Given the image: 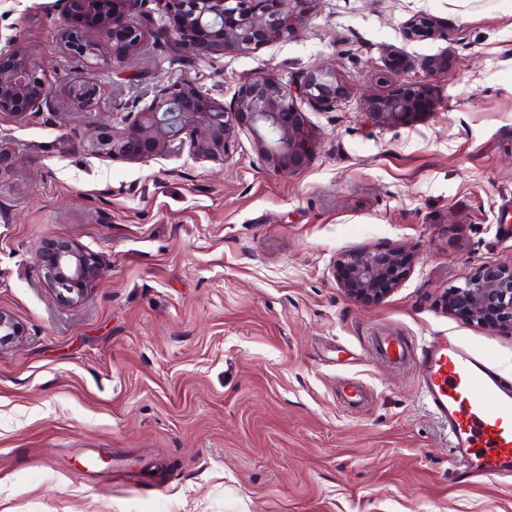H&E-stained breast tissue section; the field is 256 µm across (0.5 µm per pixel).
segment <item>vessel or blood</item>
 <instances>
[{
  "label": "vessel or blood",
  "mask_w": 512,
  "mask_h": 512,
  "mask_svg": "<svg viewBox=\"0 0 512 512\" xmlns=\"http://www.w3.org/2000/svg\"><path fill=\"white\" fill-rule=\"evenodd\" d=\"M372 347L388 363L424 367L422 396L447 425L449 450L470 477L512 476V377L443 333L424 337L414 347L380 334Z\"/></svg>",
  "instance_id": "obj_1"
}]
</instances>
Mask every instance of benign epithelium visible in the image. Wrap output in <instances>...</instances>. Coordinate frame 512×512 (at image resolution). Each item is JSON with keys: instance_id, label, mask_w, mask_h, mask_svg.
<instances>
[{"instance_id": "obj_1", "label": "benign epithelium", "mask_w": 512, "mask_h": 512, "mask_svg": "<svg viewBox=\"0 0 512 512\" xmlns=\"http://www.w3.org/2000/svg\"><path fill=\"white\" fill-rule=\"evenodd\" d=\"M294 7H289V3ZM165 16L179 19L164 28L170 46L193 49L202 57L222 55L227 49L250 50L288 37L299 25L305 0H157ZM139 0H77L72 9L90 17L85 28L67 29L63 39L82 59L99 58L98 40L112 45V55L134 50L155 26L150 15L139 11ZM408 40L448 39V29L433 17H414L403 30ZM406 67L394 56L375 73L383 92L367 99L366 115L378 126L408 123L431 110L424 84H394ZM346 87L334 69L310 71L291 89L274 77L256 76L245 82L229 108L207 96L189 81L161 85L153 101L130 121L116 127H96L89 146L112 158L160 156L175 144H187L199 160L224 161L236 135L249 132L270 168L297 171L311 157L315 137L305 125L294 99L329 108L345 95ZM65 93L80 108H90L99 94L91 75L69 85ZM43 70L32 54L0 49V112L22 118L48 97ZM400 252L370 250L347 253L336 261L337 276L346 291L361 299L390 292L403 278ZM47 284L56 299L76 304L97 271L96 262L70 244L51 243L39 252ZM453 297L470 311L471 322L494 330H512V265L489 267L451 289ZM21 335L20 325L0 310V342Z\"/></svg>"}]
</instances>
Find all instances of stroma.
<instances>
[{"mask_svg":"<svg viewBox=\"0 0 512 512\" xmlns=\"http://www.w3.org/2000/svg\"><path fill=\"white\" fill-rule=\"evenodd\" d=\"M428 14L447 39L409 41ZM68 0H0V36L53 88L24 120L0 112V512H512V478L468 480L420 394L370 338L444 331L512 376V332L475 325L448 292L512 263V0H309L287 38L198 58L150 34L94 68L60 38ZM433 109L368 121L372 73ZM448 54L447 73L429 59ZM336 66L346 99L297 100L316 134L308 163L269 169L246 132L224 161L174 146L153 158L91 151L164 82L232 106L259 74L284 85ZM92 75V109L66 88ZM95 258L85 299L59 302L39 250ZM397 249L406 275L369 301L339 255ZM101 462L79 473L76 457Z\"/></svg>","mask_w":512,"mask_h":512,"instance_id":"obj_1","label":"stroma"}]
</instances>
